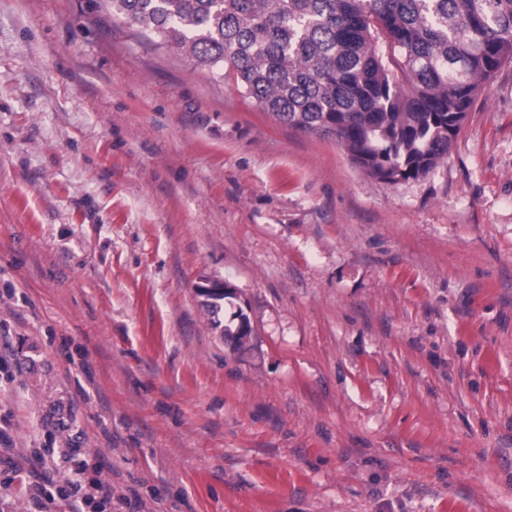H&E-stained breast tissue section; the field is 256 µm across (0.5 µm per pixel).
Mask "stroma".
Returning a JSON list of instances; mask_svg holds the SVG:
<instances>
[{
	"instance_id": "obj_1",
	"label": "stroma",
	"mask_w": 512,
	"mask_h": 512,
	"mask_svg": "<svg viewBox=\"0 0 512 512\" xmlns=\"http://www.w3.org/2000/svg\"><path fill=\"white\" fill-rule=\"evenodd\" d=\"M0 431V512L75 461L85 512H512V63L391 184L104 0H0Z\"/></svg>"
}]
</instances>
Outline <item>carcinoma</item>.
Listing matches in <instances>:
<instances>
[{"instance_id":"carcinoma-1","label":"carcinoma","mask_w":512,"mask_h":512,"mask_svg":"<svg viewBox=\"0 0 512 512\" xmlns=\"http://www.w3.org/2000/svg\"><path fill=\"white\" fill-rule=\"evenodd\" d=\"M107 2L260 111L335 137L390 183L432 172L512 62V0Z\"/></svg>"}]
</instances>
